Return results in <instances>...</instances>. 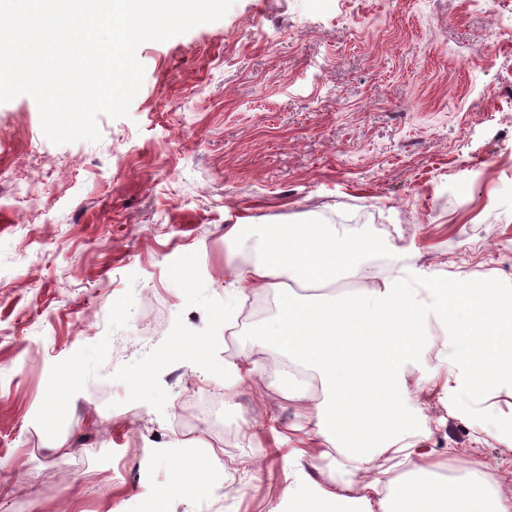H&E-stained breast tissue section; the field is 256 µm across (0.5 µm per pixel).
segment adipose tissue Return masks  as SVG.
I'll return each mask as SVG.
<instances>
[{
    "mask_svg": "<svg viewBox=\"0 0 512 512\" xmlns=\"http://www.w3.org/2000/svg\"><path fill=\"white\" fill-rule=\"evenodd\" d=\"M224 241L253 252L249 262L230 265L225 296L237 300L248 287L277 290L275 325L259 341L314 372L325 393V407L305 417L336 450L320 512H512V495L486 472L444 479L425 468L407 430L403 373L430 339L417 299L442 294L435 279L414 276L409 254L383 251L369 232L342 235L326 224L241 222L228 225ZM352 277L360 288L333 291ZM295 283L331 291L303 300L291 290ZM442 318L462 346L460 384L480 394L512 375V289L492 280L460 289ZM386 453L404 466L402 482L376 470Z\"/></svg>",
    "mask_w": 512,
    "mask_h": 512,
    "instance_id": "1",
    "label": "adipose tissue"
}]
</instances>
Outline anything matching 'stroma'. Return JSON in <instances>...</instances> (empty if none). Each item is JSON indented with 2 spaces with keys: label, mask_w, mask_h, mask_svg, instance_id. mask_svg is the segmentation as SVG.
Instances as JSON below:
<instances>
[{
  "label": "stroma",
  "mask_w": 512,
  "mask_h": 512,
  "mask_svg": "<svg viewBox=\"0 0 512 512\" xmlns=\"http://www.w3.org/2000/svg\"><path fill=\"white\" fill-rule=\"evenodd\" d=\"M128 116L56 145L28 95L0 104V512H305L330 448L280 392L277 313L224 325V229L368 228L445 288L512 289V0H236L143 43ZM35 191L38 210L23 198ZM206 347L196 358L188 339ZM262 370L219 436L197 399L243 347ZM434 337L404 376L426 467L512 491V377L456 384ZM219 462L220 481L191 472Z\"/></svg>",
  "instance_id": "obj_1"
}]
</instances>
